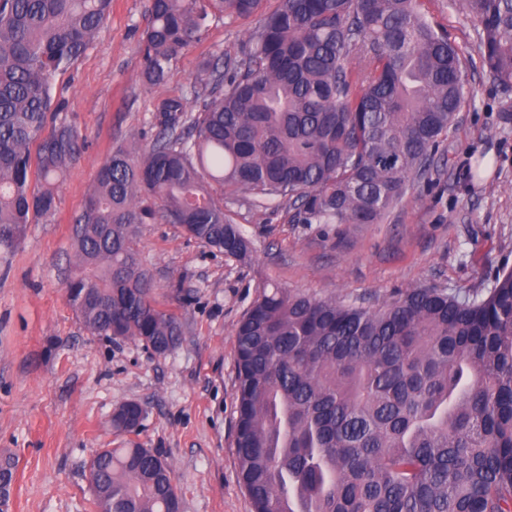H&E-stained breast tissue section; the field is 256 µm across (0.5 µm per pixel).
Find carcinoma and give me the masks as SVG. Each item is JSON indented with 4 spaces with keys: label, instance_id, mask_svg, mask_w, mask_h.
<instances>
[{
    "label": "carcinoma",
    "instance_id": "cac0c4a2",
    "mask_svg": "<svg viewBox=\"0 0 512 512\" xmlns=\"http://www.w3.org/2000/svg\"><path fill=\"white\" fill-rule=\"evenodd\" d=\"M263 0H151L141 76L173 62L212 18ZM112 0H0V247L53 215L84 139L54 78L104 26ZM489 75L512 88V0H461ZM228 70L205 62L198 106L163 100L153 142L101 164L65 284L93 336L160 357L181 343L135 247L161 220L241 260L252 250L224 193L288 202L293 224H377L423 177L465 101L462 58L420 0H279ZM370 68L359 81L352 59ZM36 145V154L30 146ZM36 174L31 184L30 174ZM238 482L252 512H512V268L476 291L406 288L376 306L260 287L235 330ZM136 401L112 428L135 434ZM95 512H179L170 467L139 444L89 463ZM294 496L300 508H284Z\"/></svg>",
    "mask_w": 512,
    "mask_h": 512
}]
</instances>
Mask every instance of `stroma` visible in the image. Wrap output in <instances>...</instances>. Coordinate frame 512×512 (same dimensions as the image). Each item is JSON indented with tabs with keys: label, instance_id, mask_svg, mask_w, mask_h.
<instances>
[{
	"label": "stroma",
	"instance_id": "obj_1",
	"mask_svg": "<svg viewBox=\"0 0 512 512\" xmlns=\"http://www.w3.org/2000/svg\"><path fill=\"white\" fill-rule=\"evenodd\" d=\"M433 26L462 52L470 90L434 154L427 179L378 224H290L285 207L228 197L224 208L252 240L251 260L212 251L179 226L139 227L137 249L157 297L178 312L182 344L159 357L133 340L90 335L65 295L80 273L72 220L117 146L151 142L165 98L192 99L200 65L239 59L259 25L214 19L174 62L176 76L148 87L140 35L150 0H112L85 54L54 91L86 142L50 218L0 249V465L10 464L5 512H92L88 465L98 449L138 443L170 465L180 512H251L235 470V329L268 282L339 299H388L414 286L472 289L512 267V89L484 68L476 26L459 0H421ZM146 409L139 433L118 434L112 411Z\"/></svg>",
	"mask_w": 512,
	"mask_h": 512
}]
</instances>
